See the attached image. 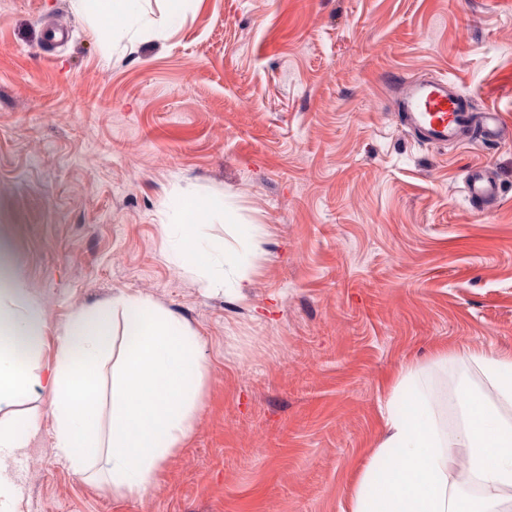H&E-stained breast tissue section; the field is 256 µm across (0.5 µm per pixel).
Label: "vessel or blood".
Returning <instances> with one entry per match:
<instances>
[{"instance_id": "obj_1", "label": "vessel or blood", "mask_w": 512, "mask_h": 512, "mask_svg": "<svg viewBox=\"0 0 512 512\" xmlns=\"http://www.w3.org/2000/svg\"><path fill=\"white\" fill-rule=\"evenodd\" d=\"M397 111L401 125L426 144H464L476 135L487 141L512 136V125L502 113L473 112L468 97L444 77L403 83ZM466 189L478 212L500 198L498 180L482 167L468 171Z\"/></svg>"}]
</instances>
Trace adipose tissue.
I'll return each instance as SVG.
<instances>
[{
	"label": "adipose tissue",
	"instance_id": "adipose-tissue-1",
	"mask_svg": "<svg viewBox=\"0 0 512 512\" xmlns=\"http://www.w3.org/2000/svg\"><path fill=\"white\" fill-rule=\"evenodd\" d=\"M219 200L180 199L167 231L173 259L200 273L205 286L231 282L246 288L252 252L206 246L201 229ZM123 319L114 334L112 312ZM46 332L35 294L15 275L10 233L0 228V407L34 387L53 393L54 446L73 474L119 498L142 497L165 461L190 438L206 377L199 336L147 297L117 294L112 305L75 314L59 338L48 376L31 360ZM485 388L461 385V416L454 431L440 428L421 388L422 370L402 367L385 417V437L356 483L352 512H512V354L472 353ZM109 390L101 388L104 363ZM110 412L111 425L102 422ZM32 416L0 420V512H11L16 482L5 458L26 447ZM477 496L451 480L458 449Z\"/></svg>",
	"mask_w": 512,
	"mask_h": 512
}]
</instances>
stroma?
Wrapping results in <instances>:
<instances>
[{"mask_svg": "<svg viewBox=\"0 0 512 512\" xmlns=\"http://www.w3.org/2000/svg\"><path fill=\"white\" fill-rule=\"evenodd\" d=\"M436 75L512 121V0H140L106 41L75 0H0V227L46 322L34 371L119 292L207 364L139 498L72 475L50 389L0 409L38 423L8 461L16 512H351L407 364L455 429L461 350L512 353V140L416 142L394 87ZM477 166L502 185L481 212ZM211 197L203 234L260 254L241 293L169 256L173 200ZM465 182L469 203L477 212L500 199L499 181L485 168L470 169Z\"/></svg>", "mask_w": 512, "mask_h": 512, "instance_id": "obj_1", "label": "stroma"}]
</instances>
